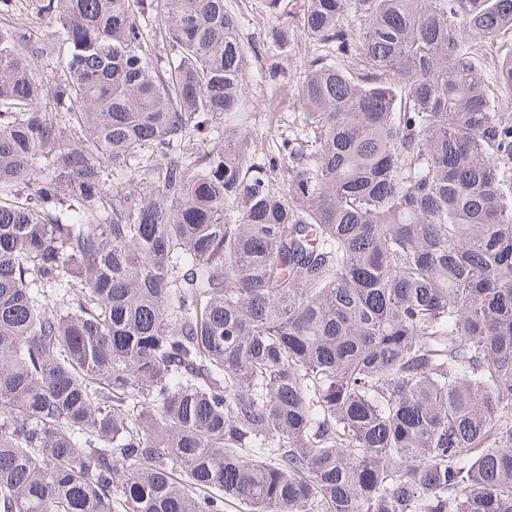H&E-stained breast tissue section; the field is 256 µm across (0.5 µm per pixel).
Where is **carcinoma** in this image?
I'll list each match as a JSON object with an SVG mask.
<instances>
[{"label":"carcinoma","instance_id":"cac0c4a2","mask_svg":"<svg viewBox=\"0 0 512 512\" xmlns=\"http://www.w3.org/2000/svg\"><path fill=\"white\" fill-rule=\"evenodd\" d=\"M41 11L0 26V512H512V0H305L334 56L262 163L224 0Z\"/></svg>","mask_w":512,"mask_h":512}]
</instances>
